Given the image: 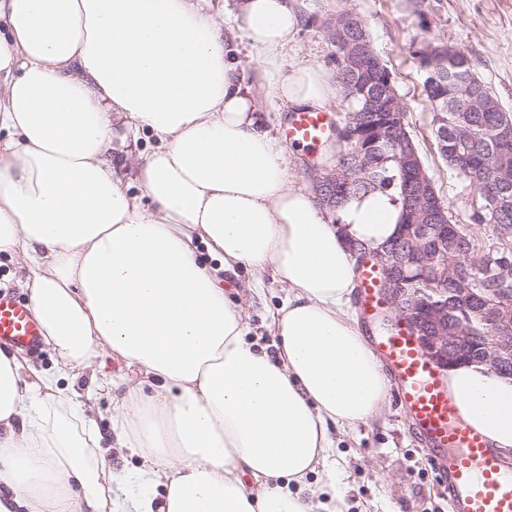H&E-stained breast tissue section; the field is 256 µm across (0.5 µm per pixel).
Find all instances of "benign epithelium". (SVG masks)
I'll return each mask as SVG.
<instances>
[{
	"instance_id": "1",
	"label": "benign epithelium",
	"mask_w": 512,
	"mask_h": 512,
	"mask_svg": "<svg viewBox=\"0 0 512 512\" xmlns=\"http://www.w3.org/2000/svg\"><path fill=\"white\" fill-rule=\"evenodd\" d=\"M330 40L349 66L358 68L363 59L372 57V46L351 42L340 30H331ZM431 63L441 64L454 55L445 45L428 44ZM401 101L385 88L380 99L367 98L356 120L342 129L345 141L358 142L353 151L357 167L367 171L375 164L372 145L387 136V128L370 123L369 113L388 112L403 116ZM401 166L407 176L405 244L385 245L373 252L383 270L378 292L387 313L395 314V323L408 325L411 336L423 347L429 359L445 372L463 362H478L489 370L512 377V336L499 333L512 328V290L499 288L482 296L473 288H437L448 274H458L457 265L437 262L448 246V210L433 193V183L424 172L417 149L410 142L402 145ZM314 187L324 201H332L347 192L350 181L346 166L317 175ZM485 263L498 282L512 281V232L505 230L497 242L486 248ZM476 316L485 327L482 336L470 335L463 317Z\"/></svg>"
}]
</instances>
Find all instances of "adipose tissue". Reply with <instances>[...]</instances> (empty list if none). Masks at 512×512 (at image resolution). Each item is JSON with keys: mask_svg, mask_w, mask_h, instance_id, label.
Wrapping results in <instances>:
<instances>
[{"mask_svg": "<svg viewBox=\"0 0 512 512\" xmlns=\"http://www.w3.org/2000/svg\"><path fill=\"white\" fill-rule=\"evenodd\" d=\"M212 0H0V253L23 252L29 299L56 356L28 374L0 349V512H313L330 426L372 419L388 380L348 307L352 246L400 230L394 193L319 206L288 176L238 77ZM293 0H238L233 25L278 109H325L321 69L282 68ZM156 149L122 180L116 144ZM136 184L139 195L128 191ZM246 286L287 288L276 355L246 339L198 246ZM105 355L140 375L112 410L149 495L129 494L59 380ZM463 424L512 459V379L448 369Z\"/></svg>", "mask_w": 512, "mask_h": 512, "instance_id": "1", "label": "adipose tissue"}]
</instances>
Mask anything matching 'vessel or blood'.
Listing matches in <instances>:
<instances>
[{
	"mask_svg": "<svg viewBox=\"0 0 512 512\" xmlns=\"http://www.w3.org/2000/svg\"><path fill=\"white\" fill-rule=\"evenodd\" d=\"M331 119L327 113H293L285 136L291 143L312 147L325 138ZM364 284L360 308L375 310L378 270L360 272ZM42 329L32 307L14 296L0 294V347L37 351ZM378 354L391 366L395 392L408 409L419 432L431 445L436 473L448 487L453 512H512V473L501 470L497 455L483 438L458 418L455 403L442 386V375L407 330L393 328L374 339Z\"/></svg>",
	"mask_w": 512,
	"mask_h": 512,
	"instance_id": "1",
	"label": "vessel or blood"
}]
</instances>
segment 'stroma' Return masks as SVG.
Here are the masks:
<instances>
[{
    "mask_svg": "<svg viewBox=\"0 0 512 512\" xmlns=\"http://www.w3.org/2000/svg\"><path fill=\"white\" fill-rule=\"evenodd\" d=\"M304 23L285 61H304L333 73V51L325 21L337 7L359 13L366 21L373 46L388 68L406 112V129L415 142L423 165L438 195L455 222L466 224L478 203L473 186L440 156L434 137L433 111L424 91L425 71L418 53L430 43H444L464 53L501 104L512 112V0H296ZM238 72L256 96L262 126L281 136L284 126L262 90L263 79L247 49H240ZM335 140L317 148L300 149L287 144L289 172L305 186H312L311 169L331 170L329 152ZM286 291L269 285L263 300L229 289L240 299L249 317V341L256 348L272 350L276 341L270 313ZM93 368L69 373L61 382L78 395L96 423L103 446L109 447L108 464L122 475L135 470L140 460L115 447L112 429V394L97 389ZM336 506L341 512H451L445 485L429 465V453L418 439L410 417L395 391H388L380 412L353 429L337 433Z\"/></svg>",
    "mask_w": 512,
    "mask_h": 512,
    "instance_id": "35a3bbf8",
    "label": "stroma"
}]
</instances>
